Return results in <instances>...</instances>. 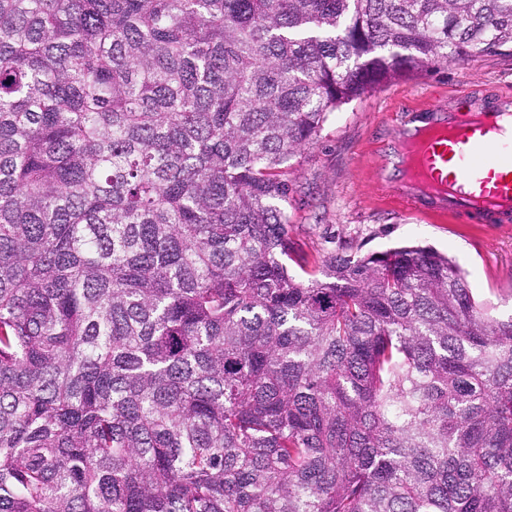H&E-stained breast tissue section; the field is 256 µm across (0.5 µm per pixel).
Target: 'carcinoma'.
Masks as SVG:
<instances>
[{
  "label": "carcinoma",
  "instance_id": "carcinoma-1",
  "mask_svg": "<svg viewBox=\"0 0 512 512\" xmlns=\"http://www.w3.org/2000/svg\"><path fill=\"white\" fill-rule=\"evenodd\" d=\"M512 0H0V512H512V317L447 254L288 266L292 161Z\"/></svg>",
  "mask_w": 512,
  "mask_h": 512
}]
</instances>
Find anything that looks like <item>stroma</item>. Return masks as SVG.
I'll return each instance as SVG.
<instances>
[{
  "mask_svg": "<svg viewBox=\"0 0 512 512\" xmlns=\"http://www.w3.org/2000/svg\"><path fill=\"white\" fill-rule=\"evenodd\" d=\"M512 94V55H488L383 83L334 112L317 141L288 173L286 210L296 252L318 257L349 242L359 254L430 245L448 254L467 277L489 317H512V223L467 220L436 224L399 209L393 182L378 160L395 146L399 114L431 102L454 110Z\"/></svg>",
  "mask_w": 512,
  "mask_h": 512,
  "instance_id": "1",
  "label": "stroma"
}]
</instances>
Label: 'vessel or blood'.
<instances>
[{"instance_id":"vessel-or-blood-1","label":"vessel or blood","mask_w":512,"mask_h":512,"mask_svg":"<svg viewBox=\"0 0 512 512\" xmlns=\"http://www.w3.org/2000/svg\"><path fill=\"white\" fill-rule=\"evenodd\" d=\"M385 164L405 209L436 223L471 214L512 222V96L478 112L416 107L395 130Z\"/></svg>"}]
</instances>
